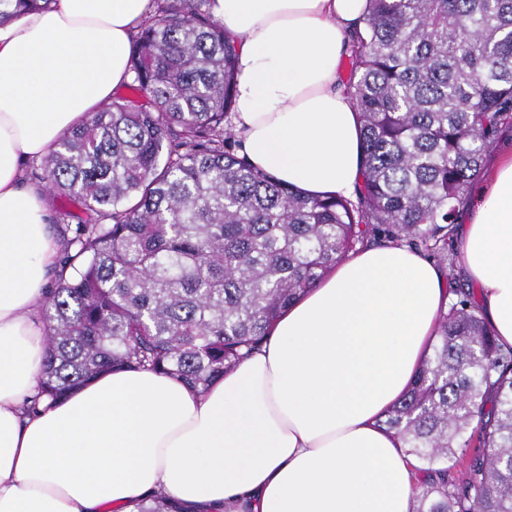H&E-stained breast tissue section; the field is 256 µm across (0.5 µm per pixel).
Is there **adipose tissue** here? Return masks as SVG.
Here are the masks:
<instances>
[{"label":"adipose tissue","mask_w":512,"mask_h":512,"mask_svg":"<svg viewBox=\"0 0 512 512\" xmlns=\"http://www.w3.org/2000/svg\"><path fill=\"white\" fill-rule=\"evenodd\" d=\"M367 0H211L235 40L234 125L257 168L311 197L360 181L358 114L339 88ZM153 0H54L0 20V512H414L413 461L381 416L410 389L448 274L406 247L339 261L205 392L107 371L24 410L46 357L38 303L61 247L25 184L128 81ZM484 315L512 346V148L485 170L458 242Z\"/></svg>","instance_id":"adipose-tissue-1"}]
</instances>
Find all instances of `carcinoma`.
Listing matches in <instances>:
<instances>
[{
	"label": "carcinoma",
	"mask_w": 512,
	"mask_h": 512,
	"mask_svg": "<svg viewBox=\"0 0 512 512\" xmlns=\"http://www.w3.org/2000/svg\"><path fill=\"white\" fill-rule=\"evenodd\" d=\"M54 0H0V18ZM347 94L363 149L353 195L313 198L249 162L234 132V46L209 0H155L124 88L65 134L41 179L85 213L38 309L56 402L112 369L203 393L276 316L370 243L448 269L453 298L382 425L416 461V512H512V346L454 274L455 221L512 125V0H369ZM136 512H182L162 494Z\"/></svg>",
	"instance_id": "cac0c4a2"
}]
</instances>
